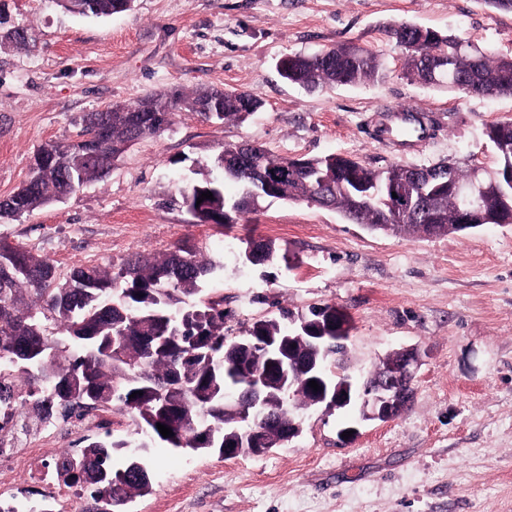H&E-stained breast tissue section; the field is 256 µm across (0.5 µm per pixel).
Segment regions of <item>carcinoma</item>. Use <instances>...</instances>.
<instances>
[{
	"instance_id": "cac0c4a2",
	"label": "carcinoma",
	"mask_w": 512,
	"mask_h": 512,
	"mask_svg": "<svg viewBox=\"0 0 512 512\" xmlns=\"http://www.w3.org/2000/svg\"><path fill=\"white\" fill-rule=\"evenodd\" d=\"M67 11L96 17L110 16L121 0H60ZM396 44L405 51L409 77L429 85H444L465 97L512 96V59L496 58L490 50L478 49L456 36L400 24L390 29ZM379 65L369 51L351 57L328 51L310 57L288 56L282 78L306 86L350 85L373 79ZM204 98L217 100L222 112L216 120H246L260 107L253 96L221 88L198 90L184 96L177 92L152 94L133 105L108 106L81 117L76 139L51 143L56 151L57 174L28 175L8 201L0 203V218L31 213L59 201L76 187L109 173L127 147L157 135L173 124L176 112H196ZM427 115L414 114V125L400 136L423 138ZM104 132L106 144L91 163L79 161L81 140ZM495 148L498 167L485 173L495 188L482 198V224H512V122H499L485 130ZM256 167L242 172L237 184L246 187L260 172H273L290 163L273 158L264 150L255 154ZM301 168L279 185L261 188L260 195L245 209H233L236 198L224 190V180L206 177L179 187L181 196L198 199L203 192L213 198L195 207L194 217L203 224H224V214L238 220L257 210L265 199L322 205L370 228L382 223L384 205L380 198L393 188L413 189V215L398 220L397 236L420 239L446 235L462 223L456 197L448 179L466 183L471 170L451 164L443 166L392 165L372 170L338 154L298 161ZM252 243V265H268L277 258L275 244L248 234L240 239ZM0 404L17 405L34 413L43 425L76 409L89 415L112 409L126 413L135 426L134 434L113 437L111 422L101 420L105 439L88 444L81 459L63 461V481L80 482L91 499L108 506L104 512H124L131 498L148 491L145 467L130 462L123 471L112 468V453L135 446L146 448L162 442L171 448L210 450L224 442V421L235 419L238 404L245 403L247 389L242 367L263 366L260 344L265 337L282 338L277 317L258 320L238 337L240 350L225 352L224 299L196 303L201 284L213 267L198 257L195 245L176 244L161 258L130 256L118 272L109 274L95 266L78 265L64 281H58L55 266L19 245L0 241ZM333 307L310 310L308 327L313 336H323L322 365L339 368L345 352L336 346ZM280 355L291 365L314 356L304 344ZM309 376L295 372L291 377L293 404L280 408L281 417L266 428V447L280 445L278 425H288L298 409L312 405L315 391ZM135 391L142 395L131 397ZM177 424L178 438L163 437L157 424Z\"/></svg>"
}]
</instances>
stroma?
Wrapping results in <instances>:
<instances>
[{
  "label": "stroma",
  "mask_w": 512,
  "mask_h": 512,
  "mask_svg": "<svg viewBox=\"0 0 512 512\" xmlns=\"http://www.w3.org/2000/svg\"><path fill=\"white\" fill-rule=\"evenodd\" d=\"M0 13L32 34L25 46L0 43V198L22 185L39 147L75 138L84 113L203 87L262 103L243 122L177 113L102 179L0 219V241L61 276L80 264L115 271L129 254L158 258L188 241L216 266L202 295L223 300L228 336L283 309L296 319L330 305L347 320L349 374L364 377L397 349L422 354L410 401L386 422L318 408L298 437L260 455L227 460L158 442L115 452V466L136 455L151 477L128 512H512V224L408 240L269 200L242 224L287 248L289 261L255 266L241 255L242 225L197 222L179 193L237 142L290 159L342 154L371 169L494 170L484 132L512 120V97L463 98L409 78L388 30L415 24L512 58V11L488 0H136L95 17L58 0H0ZM346 43L376 55L377 78L309 89L278 72L285 56ZM398 105L428 112L423 140L381 135Z\"/></svg>",
  "instance_id": "obj_1"
}]
</instances>
